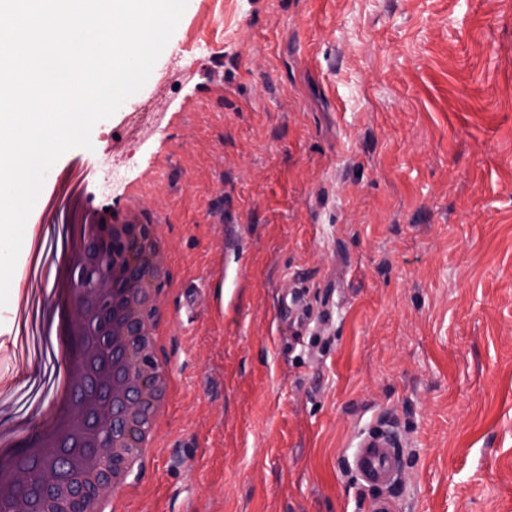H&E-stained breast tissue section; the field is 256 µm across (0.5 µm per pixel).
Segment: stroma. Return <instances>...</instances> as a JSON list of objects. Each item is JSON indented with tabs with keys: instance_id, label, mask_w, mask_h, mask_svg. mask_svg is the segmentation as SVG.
I'll list each match as a JSON object with an SVG mask.
<instances>
[{
	"instance_id": "obj_1",
	"label": "stroma",
	"mask_w": 512,
	"mask_h": 512,
	"mask_svg": "<svg viewBox=\"0 0 512 512\" xmlns=\"http://www.w3.org/2000/svg\"><path fill=\"white\" fill-rule=\"evenodd\" d=\"M91 142L82 199L167 240L126 512H512V0H188ZM379 426L383 490L350 466ZM397 434L390 428L370 431L360 438L353 455V469L370 486L388 487L399 473Z\"/></svg>"
}]
</instances>
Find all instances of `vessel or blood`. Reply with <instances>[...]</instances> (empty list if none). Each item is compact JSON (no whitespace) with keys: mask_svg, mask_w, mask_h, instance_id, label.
<instances>
[{"mask_svg":"<svg viewBox=\"0 0 512 512\" xmlns=\"http://www.w3.org/2000/svg\"><path fill=\"white\" fill-rule=\"evenodd\" d=\"M397 434L389 428L371 431L360 438L353 455V469L370 486L387 487L399 473Z\"/></svg>","mask_w":512,"mask_h":512,"instance_id":"1","label":"vessel or blood"}]
</instances>
